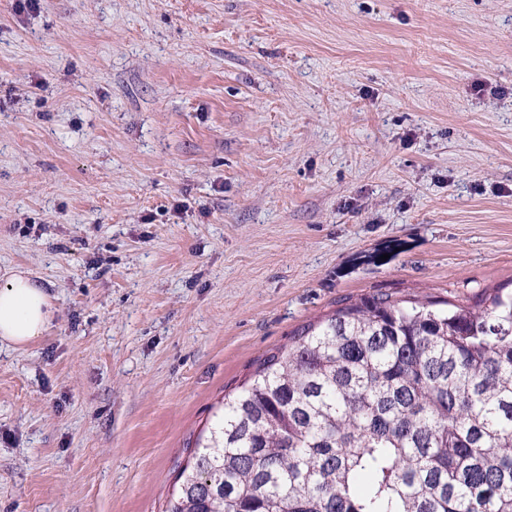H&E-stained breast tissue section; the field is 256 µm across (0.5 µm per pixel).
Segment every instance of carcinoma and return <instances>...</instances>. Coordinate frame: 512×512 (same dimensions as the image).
Masks as SVG:
<instances>
[{
  "mask_svg": "<svg viewBox=\"0 0 512 512\" xmlns=\"http://www.w3.org/2000/svg\"><path fill=\"white\" fill-rule=\"evenodd\" d=\"M163 512H512V290L343 299L224 399Z\"/></svg>",
  "mask_w": 512,
  "mask_h": 512,
  "instance_id": "1",
  "label": "carcinoma"
}]
</instances>
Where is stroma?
Listing matches in <instances>:
<instances>
[{
  "mask_svg": "<svg viewBox=\"0 0 512 512\" xmlns=\"http://www.w3.org/2000/svg\"><path fill=\"white\" fill-rule=\"evenodd\" d=\"M0 512H161L256 360L512 281V0H0ZM51 302L45 288L21 269L0 285V345L20 348L46 331Z\"/></svg>",
  "mask_w": 512,
  "mask_h": 512,
  "instance_id": "obj_1",
  "label": "stroma"
}]
</instances>
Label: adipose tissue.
Listing matches in <instances>:
<instances>
[{"instance_id":"ef3b65f1","label":"adipose tissue","mask_w":512,"mask_h":512,"mask_svg":"<svg viewBox=\"0 0 512 512\" xmlns=\"http://www.w3.org/2000/svg\"><path fill=\"white\" fill-rule=\"evenodd\" d=\"M45 288L24 270L10 273L0 285V345L23 347L42 336L50 318Z\"/></svg>"}]
</instances>
